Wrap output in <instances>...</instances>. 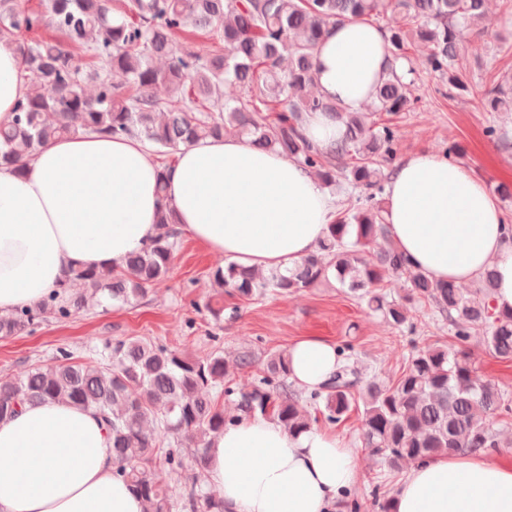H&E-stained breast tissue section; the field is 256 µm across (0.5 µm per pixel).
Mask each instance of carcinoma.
<instances>
[{"mask_svg": "<svg viewBox=\"0 0 512 512\" xmlns=\"http://www.w3.org/2000/svg\"><path fill=\"white\" fill-rule=\"evenodd\" d=\"M486 0H46L28 9L21 0H0V40L20 47L29 80L15 117L0 126V165L18 173L36 150L80 132L137 136L163 155L180 146L234 134L250 145L290 158L315 173L327 188L345 181L366 193L354 210L338 213L318 250L295 268L253 272L233 262L211 272L217 287L205 309L224 320V295L250 299L286 296L334 277L397 328L414 305L430 303L461 341L469 328H484L489 350L512 361V309L496 310L491 274L465 293L451 282L413 269L391 245L384 222V165L392 160L397 130L374 114L412 108L408 76L391 68L363 111L344 112L312 91L315 49L328 27L344 20L385 22L394 62L408 50L426 49V64L448 76V91L470 92L459 63L457 31L475 25ZM206 35L213 49L195 48L187 28ZM54 29L62 38H46ZM241 96L224 99V85ZM162 88L165 96L155 90ZM485 112L512 111V93L493 86L481 98ZM330 112L344 126L336 147L321 150L300 132L303 114ZM160 231L119 269L77 267L41 303L0 316V336L31 333L49 317L68 319L89 306L137 302L172 267L177 246L175 211H160ZM408 282L401 300H390L381 283ZM80 282L85 294L71 295ZM351 346L338 348L336 373L321 388L301 393L290 381L288 352L266 356L252 389L228 379L229 366L216 350L193 357L157 340L129 337L106 342L97 364L74 361L58 350L56 362L20 377L0 379V419L24 403L61 401L93 408L112 433L117 474L145 504V512H175L169 476L183 465L196 471L186 486L189 512H226L224 499L199 484L209 467V440L239 419L261 415L291 434L313 426L308 408L339 420L362 404L361 440L393 470L450 451L500 447L496 425L512 405L495 384L481 378L470 354L443 345L415 348L391 386L366 378L350 361ZM237 414L227 416L224 402Z\"/></svg>", "mask_w": 512, "mask_h": 512, "instance_id": "1", "label": "carcinoma"}]
</instances>
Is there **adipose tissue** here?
Here are the masks:
<instances>
[{
    "instance_id": "1",
    "label": "adipose tissue",
    "mask_w": 512,
    "mask_h": 512,
    "mask_svg": "<svg viewBox=\"0 0 512 512\" xmlns=\"http://www.w3.org/2000/svg\"><path fill=\"white\" fill-rule=\"evenodd\" d=\"M388 35L359 20L330 26L315 52L319 95L361 110L391 66ZM17 45L0 41V124L28 91ZM165 176L166 196L157 191ZM388 236L415 269L467 284L495 275L493 303L512 308V225L485 181L431 150L397 163L386 186ZM181 230L226 261L266 272L315 252L336 201L313 173L236 137L180 146L159 169L148 145L84 133L40 147L23 173L0 167V314L33 306L71 267H120L158 232L163 204ZM335 344L289 350L303 391L335 373ZM361 475L356 449L318 428L293 435L245 417L216 437L205 480L229 512H343ZM393 512H512V463L456 451L411 465ZM116 473L112 434L97 413L64 402L25 404L0 420V512H143Z\"/></svg>"
}]
</instances>
